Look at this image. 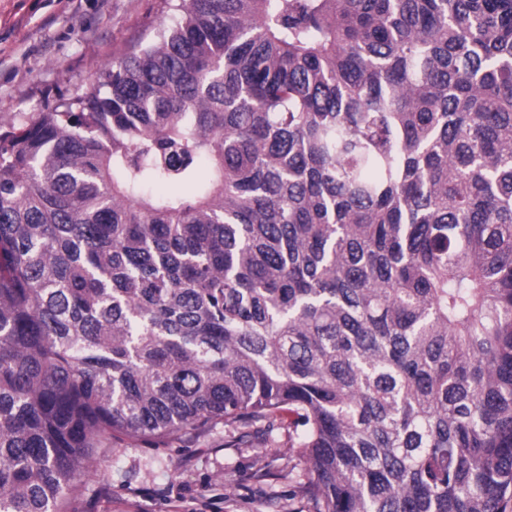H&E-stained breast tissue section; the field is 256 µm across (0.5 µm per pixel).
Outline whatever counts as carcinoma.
Returning a JSON list of instances; mask_svg holds the SVG:
<instances>
[{"label": "carcinoma", "mask_w": 512, "mask_h": 512, "mask_svg": "<svg viewBox=\"0 0 512 512\" xmlns=\"http://www.w3.org/2000/svg\"><path fill=\"white\" fill-rule=\"evenodd\" d=\"M173 8L0 133V512L220 422L312 512H505L512 0Z\"/></svg>", "instance_id": "carcinoma-1"}]
</instances>
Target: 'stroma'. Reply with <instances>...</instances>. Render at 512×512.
<instances>
[{"mask_svg": "<svg viewBox=\"0 0 512 512\" xmlns=\"http://www.w3.org/2000/svg\"><path fill=\"white\" fill-rule=\"evenodd\" d=\"M173 18L165 0H0V131L96 87L106 63ZM225 441L220 425L159 448L114 440L73 512H311L288 485L292 449Z\"/></svg>", "mask_w": 512, "mask_h": 512, "instance_id": "35a3bbf8", "label": "stroma"}]
</instances>
